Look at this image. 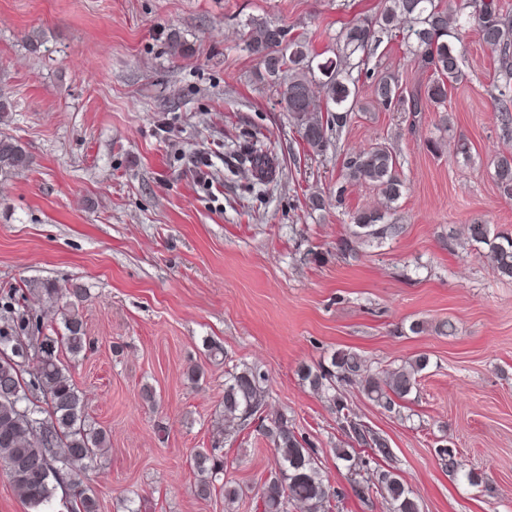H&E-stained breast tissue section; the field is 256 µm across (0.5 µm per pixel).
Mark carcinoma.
<instances>
[{
    "mask_svg": "<svg viewBox=\"0 0 512 512\" xmlns=\"http://www.w3.org/2000/svg\"><path fill=\"white\" fill-rule=\"evenodd\" d=\"M474 27L484 45L496 54L501 88L494 112L506 138H512V14L502 10L499 0H460L449 11L442 0H389L376 19H362L345 28L336 38L335 57L322 60L308 50L302 35L289 36L283 25L252 17L248 20L247 51L258 61V81L276 93L279 104L315 153L329 146L328 130L341 131L354 110L360 76H370L358 53L379 42V34L398 32L410 58L429 73L426 101L441 105L465 79L464 55L459 30ZM372 94L378 106L390 111L410 104L421 110V97L404 96L399 78L385 74L375 78ZM236 166L258 176L259 183L273 179L275 158L257 134L244 132L227 151ZM32 158L14 137L0 133V174H14L30 167ZM396 154L385 144L355 150L343 163L345 178L372 184L386 203L398 200L405 189ZM500 191L512 197V153L503 154L494 166ZM379 210H362L352 216L347 234L337 242L343 256L356 253L357 244L382 243L403 231L400 224L383 223ZM466 244H489V259L502 278L512 279V236L491 234V225L475 222L467 226ZM27 290L46 303L62 306L64 333L45 332L38 318L16 312L11 303L25 298L13 288L10 301L0 305V473L21 495L30 512H53L57 489L70 488V512H99L94 495L81 476L104 454L107 433L92 426L86 405L61 358L68 352L76 358L87 350V337L76 303L86 291L78 284L61 288L50 282H29ZM429 359L419 355L404 363L373 371L368 359L351 349L333 352L329 364L305 365L301 380L324 396L336 411L340 429L348 440L367 449L353 456L336 449L339 460L357 471L391 457L387 439L369 426L344 402L338 388L355 385L379 407L400 412L401 404L417 389ZM268 375L258 367L234 365L224 371V402L221 434L244 428L261 411ZM261 434L273 444L278 468L257 488L256 507L262 512H288L300 505L305 512H330L331 500L339 492L324 478L318 457L307 439L298 435L288 418L281 415L262 426ZM221 445L200 448L191 458L197 474L194 495L208 499L215 482L224 474ZM383 496L390 512H421V503L411 487L394 471L380 472L377 482L358 486V495Z\"/></svg>",
    "mask_w": 512,
    "mask_h": 512,
    "instance_id": "1",
    "label": "carcinoma"
}]
</instances>
